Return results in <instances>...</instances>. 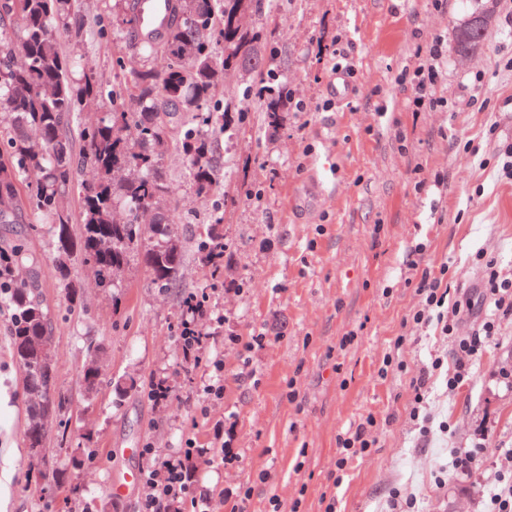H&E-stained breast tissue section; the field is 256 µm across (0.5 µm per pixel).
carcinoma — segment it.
Listing matches in <instances>:
<instances>
[{"label":"carcinoma","instance_id":"cac0c4a2","mask_svg":"<svg viewBox=\"0 0 512 512\" xmlns=\"http://www.w3.org/2000/svg\"><path fill=\"white\" fill-rule=\"evenodd\" d=\"M261 4L172 0L166 35L155 41L140 32L139 0H105L112 38L133 51L115 60L111 89L95 72L74 70L87 27L78 0H0V224L11 229L0 239V312L9 316L11 350L23 373L27 447L46 445L42 424L65 406L54 389L42 264L28 238L52 237L55 273L73 308L81 304L71 277L77 261L106 295L134 263L153 287H182L185 236L172 218L164 157L182 155L198 194L220 190L233 116L220 105L218 88L230 67L251 69L241 84L258 90L265 130L277 131L288 111V85L278 80L264 27L235 23ZM487 14L471 13L473 25L458 30V54L482 47ZM62 32L71 37L68 52ZM85 166L95 171L91 181L79 179ZM23 214L31 223H21ZM223 221L216 209L206 224L199 249L207 262L224 255ZM103 367V350L92 341L82 368L87 395L97 392Z\"/></svg>","mask_w":512,"mask_h":512}]
</instances>
